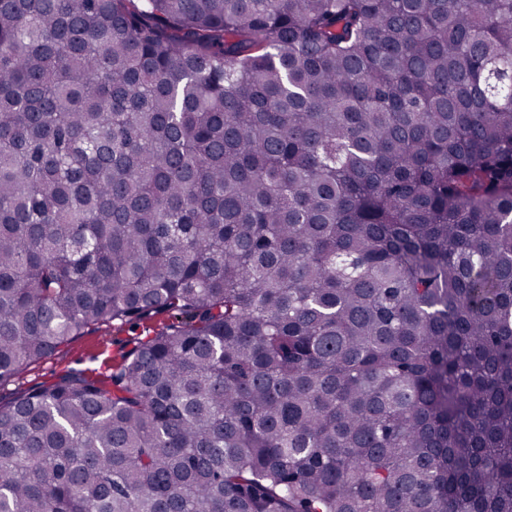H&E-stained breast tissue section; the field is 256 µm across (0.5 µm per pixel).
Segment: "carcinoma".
Here are the masks:
<instances>
[{
	"label": "carcinoma",
	"mask_w": 512,
	"mask_h": 512,
	"mask_svg": "<svg viewBox=\"0 0 512 512\" xmlns=\"http://www.w3.org/2000/svg\"><path fill=\"white\" fill-rule=\"evenodd\" d=\"M0 512H512V0H0ZM168 323L167 315L135 326L99 324L62 345L53 354L29 364L12 382L0 388L6 403L18 394L54 382L70 371L109 374L135 341H145Z\"/></svg>",
	"instance_id": "carcinoma-1"
}]
</instances>
